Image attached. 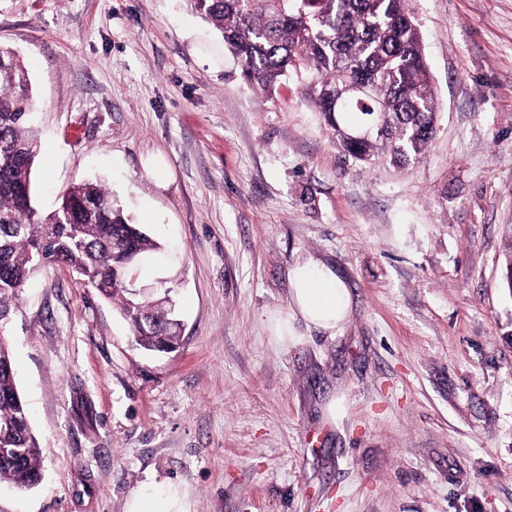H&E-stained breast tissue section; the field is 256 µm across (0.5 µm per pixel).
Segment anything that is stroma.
<instances>
[{"mask_svg": "<svg viewBox=\"0 0 512 512\" xmlns=\"http://www.w3.org/2000/svg\"><path fill=\"white\" fill-rule=\"evenodd\" d=\"M438 103L404 168L345 157L305 74L247 83L184 0H0L26 67L45 214L100 179L161 248L183 338L133 341L61 264L7 330L42 480L0 512H512V0H409ZM352 293L335 335L276 343L289 271ZM342 399L336 419L327 403Z\"/></svg>", "mask_w": 512, "mask_h": 512, "instance_id": "35a3bbf8", "label": "stroma"}]
</instances>
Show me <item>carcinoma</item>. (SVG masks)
Returning a JSON list of instances; mask_svg holds the SVG:
<instances>
[{
  "label": "carcinoma",
  "mask_w": 512,
  "mask_h": 512,
  "mask_svg": "<svg viewBox=\"0 0 512 512\" xmlns=\"http://www.w3.org/2000/svg\"><path fill=\"white\" fill-rule=\"evenodd\" d=\"M217 30L238 60L243 78L268 91L291 71L309 74L307 91L334 144L362 164L405 166L431 143L437 99L419 31L407 0H185ZM374 84L377 100L336 104V86L349 76ZM29 79L17 54L0 46V326L11 319L21 289L46 263H63L100 296L119 306L136 344L172 350L173 313L153 299L133 298L124 263L159 248L134 224L102 183L71 186L42 216L32 205L38 133L31 121ZM383 121L361 141L345 133ZM42 452L18 390L9 345L0 336V484L36 486Z\"/></svg>",
  "instance_id": "obj_1"
}]
</instances>
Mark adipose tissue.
Returning a JSON list of instances; mask_svg holds the SVG:
<instances>
[{
  "instance_id": "1",
  "label": "adipose tissue",
  "mask_w": 512,
  "mask_h": 512,
  "mask_svg": "<svg viewBox=\"0 0 512 512\" xmlns=\"http://www.w3.org/2000/svg\"><path fill=\"white\" fill-rule=\"evenodd\" d=\"M289 278L291 304L277 322L280 340L296 339L300 323L335 332L351 310V294L345 282L333 269L311 257L296 262Z\"/></svg>"
}]
</instances>
